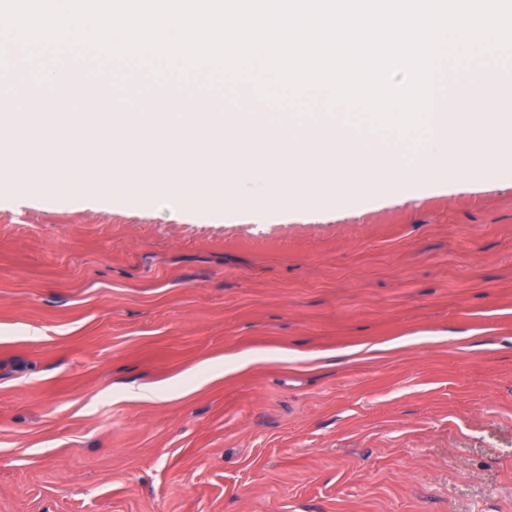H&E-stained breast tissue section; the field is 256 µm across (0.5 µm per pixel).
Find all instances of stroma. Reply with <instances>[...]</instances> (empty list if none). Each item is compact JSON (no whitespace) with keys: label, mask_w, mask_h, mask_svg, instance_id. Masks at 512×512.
I'll return each mask as SVG.
<instances>
[{"label":"stroma","mask_w":512,"mask_h":512,"mask_svg":"<svg viewBox=\"0 0 512 512\" xmlns=\"http://www.w3.org/2000/svg\"><path fill=\"white\" fill-rule=\"evenodd\" d=\"M0 512H512V169L0 199Z\"/></svg>","instance_id":"stroma-1"}]
</instances>
